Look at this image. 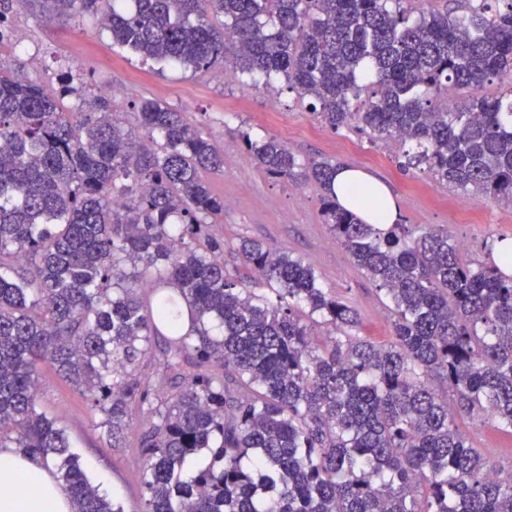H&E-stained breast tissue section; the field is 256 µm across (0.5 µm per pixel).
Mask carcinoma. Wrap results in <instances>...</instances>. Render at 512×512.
I'll return each mask as SVG.
<instances>
[{"instance_id":"cac0c4a2","label":"carcinoma","mask_w":512,"mask_h":512,"mask_svg":"<svg viewBox=\"0 0 512 512\" xmlns=\"http://www.w3.org/2000/svg\"><path fill=\"white\" fill-rule=\"evenodd\" d=\"M467 2L44 0L144 62L282 82L330 128L397 142L400 170L512 205V0ZM495 79L511 86L448 104ZM134 108L136 131L67 78L49 91L0 69V448L52 465L73 512H124L38 410L47 364L111 447L137 437L141 512H512V471L489 479L457 425L512 434L508 268L465 260L444 230L363 223L330 195L335 163L243 134L265 173L322 189L389 313L374 343L301 257L214 232L224 199L204 174L224 154L202 123Z\"/></svg>"}]
</instances>
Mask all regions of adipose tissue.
<instances>
[{
    "instance_id": "ef3b65f1",
    "label": "adipose tissue",
    "mask_w": 512,
    "mask_h": 512,
    "mask_svg": "<svg viewBox=\"0 0 512 512\" xmlns=\"http://www.w3.org/2000/svg\"><path fill=\"white\" fill-rule=\"evenodd\" d=\"M337 202L367 224H395L400 210L388 185L375 174L341 166L331 184ZM0 473L29 480L30 489L0 494V512H72L59 483L30 456L13 448H0Z\"/></svg>"
}]
</instances>
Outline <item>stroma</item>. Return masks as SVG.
I'll use <instances>...</instances> for the list:
<instances>
[{"mask_svg":"<svg viewBox=\"0 0 512 512\" xmlns=\"http://www.w3.org/2000/svg\"><path fill=\"white\" fill-rule=\"evenodd\" d=\"M13 40L0 47V68L58 87L72 73L86 97L103 95L106 86L123 88L113 110L126 127H136L134 101L156 98L187 117L203 121L224 154V169L206 174L211 190L224 200V222L216 230L226 240L262 241L300 256L316 271L324 288L353 307L360 336L382 344L391 324L371 280L353 263L321 213V190L268 176L247 153L242 132L274 136L302 158H327L337 165L360 168L381 177L391 188L405 224L447 229L462 243L464 258L489 262L499 241H512V206L497 204L438 184L421 172L399 171L396 143L372 144L351 128L332 130L316 118L309 101L284 90L270 95L260 85L224 82L220 69L206 74L142 63L113 50L107 31L87 18L50 21L39 5L12 15ZM276 109H269V101ZM39 407L56 419L91 481L106 496L119 500L125 512H140V452L135 439L125 447H108L84 396L50 367L39 374ZM472 447L489 456L502 471L512 470V435L497 430L487 418L458 422Z\"/></svg>","mask_w":512,"mask_h":512,"instance_id":"stroma-1","label":"stroma"}]
</instances>
